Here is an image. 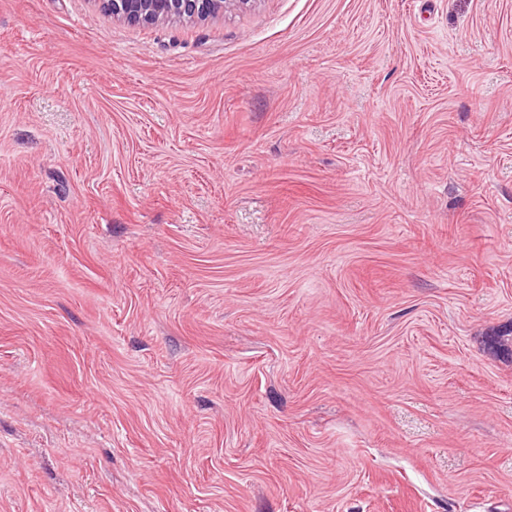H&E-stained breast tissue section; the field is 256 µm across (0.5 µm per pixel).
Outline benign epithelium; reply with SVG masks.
Returning <instances> with one entry per match:
<instances>
[{"instance_id": "1", "label": "benign epithelium", "mask_w": 512, "mask_h": 512, "mask_svg": "<svg viewBox=\"0 0 512 512\" xmlns=\"http://www.w3.org/2000/svg\"><path fill=\"white\" fill-rule=\"evenodd\" d=\"M112 16L131 23L157 24L174 18L205 19L230 5L251 0H100Z\"/></svg>"}]
</instances>
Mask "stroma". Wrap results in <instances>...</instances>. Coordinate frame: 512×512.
<instances>
[{
  "label": "stroma",
  "mask_w": 512,
  "mask_h": 512,
  "mask_svg": "<svg viewBox=\"0 0 512 512\" xmlns=\"http://www.w3.org/2000/svg\"><path fill=\"white\" fill-rule=\"evenodd\" d=\"M0 512H512V0H0ZM113 17L131 23L157 24L174 18L205 19L224 13L229 5L251 0H98Z\"/></svg>",
  "instance_id": "stroma-1"
}]
</instances>
